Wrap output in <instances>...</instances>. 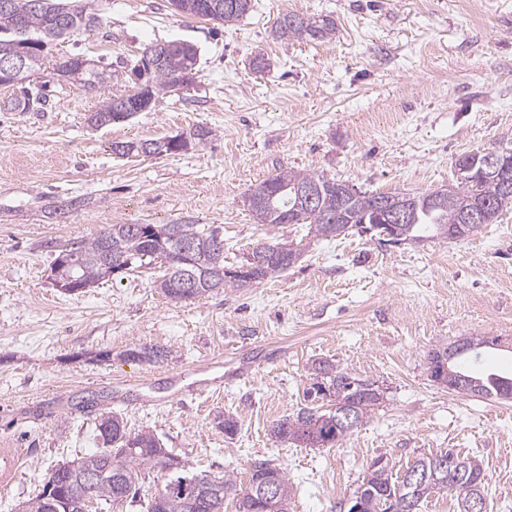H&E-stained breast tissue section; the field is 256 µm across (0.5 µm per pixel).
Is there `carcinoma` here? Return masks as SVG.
Segmentation results:
<instances>
[{
	"label": "carcinoma",
	"instance_id": "cac0c4a2",
	"mask_svg": "<svg viewBox=\"0 0 512 512\" xmlns=\"http://www.w3.org/2000/svg\"><path fill=\"white\" fill-rule=\"evenodd\" d=\"M187 0H170L172 10L179 15H190L233 24L252 9V0H202L205 9L185 10ZM100 24V17L84 8H76L69 0H0V50L8 48L17 39L23 40L30 54L29 68L20 79L21 92L8 103L16 112H42L47 105L44 86H33L27 78L40 76L47 70L46 52L52 42L68 35L72 36ZM336 32V23L328 16H306L284 13L276 21L275 34L282 40L301 39L323 41ZM166 50L159 65L152 66L146 73L142 85L148 90L149 100L159 94L178 87V81L192 82L197 63L196 49L183 41L165 43ZM71 58H62L53 69L52 79L57 84L77 83L89 90L98 89L112 82V72L95 65L82 70H65ZM123 96H114L103 102L100 110L89 118L96 127L124 122L132 113L122 105ZM338 180L323 173H301L281 170L260 183L263 192L249 200L247 209L259 224H283L292 218L297 224L314 226L316 235L334 238L349 228L361 224H380L377 200L380 198H401L411 201L414 217L408 224L397 227L402 241H421L442 236L448 239L464 237L481 230L482 225L459 228L464 214L475 202L481 203L487 214V223L494 224L502 213L512 209V192L507 193L500 183L493 179L476 176L464 167L458 169V182L447 187L444 200L433 206L429 193H358L343 203L336 195ZM303 187L319 190L313 208H303L299 191ZM224 240L218 229L199 224H109L98 235L87 240L74 238L60 246L58 253L64 259H55L54 265L68 264V270L76 279L87 284L100 280L99 271L104 248L122 258L123 271H131L145 261H159L166 264L165 274L160 282L162 293L171 301L179 302L180 288L172 272L171 255L185 247L192 248L187 260L192 262L188 269L193 271L197 291L207 293L213 277H220V288H242L259 283L284 271L297 259V251L289 249L292 257L283 263L268 255L263 262L250 264L251 270L242 273L240 269L224 267V245L215 244ZM496 338L487 336H464L460 338L461 351L447 364L451 372L448 389L467 396L512 399V375L507 373L488 374L477 372L468 366L469 360L479 356L481 351L493 348ZM328 391L329 410L319 405L304 406L297 413L279 419L271 426L270 433L278 440H291L309 448H330L342 440L348 430L336 422L341 409L352 411L357 423H362L368 414L384 402V390L375 381L362 379L329 360L312 364V382L305 391V398L321 391ZM99 436L105 448L86 454L62 466L58 473L55 496L70 512H82L85 504L71 498V487L80 476L92 473L95 476L90 485L89 498L103 508L116 509L128 499H136V469L142 466L158 467L163 457H171L167 449L160 447L155 436L149 432L127 431L124 422L116 417L100 415L97 424ZM460 480L455 488L459 512H466L464 501L471 491L485 490V473L479 462L458 459ZM407 469H418L428 475V483L438 490L448 488V476L433 467V458L415 460ZM364 492L369 494L366 512H386L388 493L408 500L412 512H418L421 502L427 498L423 490L407 487L403 475L394 473V465L388 459L378 457L368 467ZM268 476L277 479L280 486L279 498L270 506L254 499L249 492ZM200 474L186 464L176 461L173 467L161 473L155 484V491L145 501L146 512H224V500L236 498L237 512H287L288 479L283 472L267 461L252 465L247 486L224 476L215 475L204 483L198 480Z\"/></svg>",
	"mask_w": 512,
	"mask_h": 512
}]
</instances>
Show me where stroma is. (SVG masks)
Returning <instances> with one entry per match:
<instances>
[{"instance_id": "stroma-1", "label": "stroma", "mask_w": 512, "mask_h": 512, "mask_svg": "<svg viewBox=\"0 0 512 512\" xmlns=\"http://www.w3.org/2000/svg\"><path fill=\"white\" fill-rule=\"evenodd\" d=\"M85 3L101 26L54 42L48 58L90 59L116 80L51 91L43 112L0 107V448L20 457L0 512L38 494L58 464L100 449L97 413L74 409L88 395L196 472L243 485L255 461L276 465L288 512H340L375 458L400 472L448 450L482 463L487 512H512V400L455 393L427 365L462 336L512 340V210L463 238L399 245L357 228L325 239L305 224H258L243 205L283 169L421 193L455 183L461 154L512 150V0H253L228 26L175 14L169 0ZM285 12L330 16L336 33L273 39ZM171 40L197 48L193 84L91 126L103 100L132 91L143 48ZM196 125L214 139L161 157L112 152ZM57 200L72 209L45 213ZM184 221L221 228L229 269L267 241L299 258L191 302L164 296L155 263L72 295L49 279L56 245L106 224ZM141 346L169 356L125 359ZM317 359L383 385L385 403L332 448L272 438V423L303 407ZM217 361L223 389L174 396L171 376L192 382ZM218 414L236 419L235 434L214 424Z\"/></svg>"}]
</instances>
